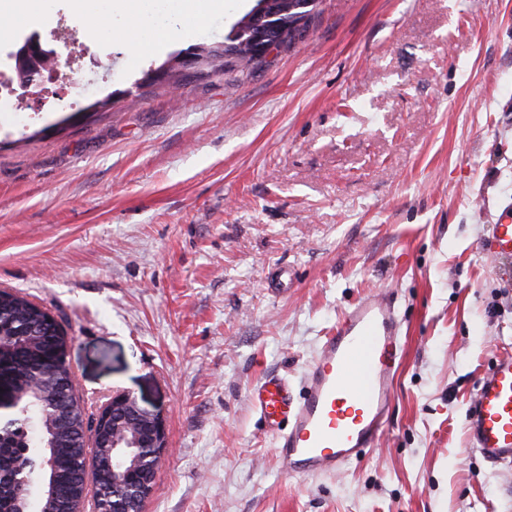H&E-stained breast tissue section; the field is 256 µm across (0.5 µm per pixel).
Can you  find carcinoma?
Segmentation results:
<instances>
[{"label": "carcinoma", "instance_id": "cac0c4a2", "mask_svg": "<svg viewBox=\"0 0 512 512\" xmlns=\"http://www.w3.org/2000/svg\"><path fill=\"white\" fill-rule=\"evenodd\" d=\"M267 23L277 29V47L291 46L306 29L317 0L305 10L292 9L290 0H271ZM251 14L232 25L221 45L197 43L190 47L202 59L200 76L210 78L231 65L251 71L265 52L246 43ZM65 331L47 320L46 310L25 297L0 290V400L18 405V411L0 427V512H64L82 500L86 485L85 419L72 390L71 373L58 352ZM39 425L37 436L29 422ZM43 473L42 495L26 504L24 478ZM137 470L128 464L117 470L112 447H98L92 457V476L100 505L110 512L116 493L134 483Z\"/></svg>", "mask_w": 512, "mask_h": 512}]
</instances>
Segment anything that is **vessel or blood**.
I'll use <instances>...</instances> for the list:
<instances>
[{
	"label": "vessel or blood",
	"mask_w": 512,
	"mask_h": 512,
	"mask_svg": "<svg viewBox=\"0 0 512 512\" xmlns=\"http://www.w3.org/2000/svg\"><path fill=\"white\" fill-rule=\"evenodd\" d=\"M479 247L491 258H512V205ZM395 303L390 290L354 303L322 342L301 392L276 373L252 387L250 399L275 435L284 473L336 475L380 443L404 356ZM466 428L473 450L486 462L512 464V355L497 358L478 380Z\"/></svg>",
	"instance_id": "obj_1"
}]
</instances>
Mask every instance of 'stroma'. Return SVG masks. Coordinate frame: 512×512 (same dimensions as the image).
<instances>
[{
    "label": "stroma",
    "mask_w": 512,
    "mask_h": 512,
    "mask_svg": "<svg viewBox=\"0 0 512 512\" xmlns=\"http://www.w3.org/2000/svg\"><path fill=\"white\" fill-rule=\"evenodd\" d=\"M254 4L187 13L156 56L129 44L173 0L135 23L122 0H47L0 33L1 60L64 28L94 62L33 87L27 126L0 112V288L61 323L87 416L128 391L164 419L142 512H512V465L484 462L465 427L512 355V279L478 248L512 204V0H320L251 73L142 85ZM277 267L287 292L268 286ZM380 289L405 347L380 445L339 475L282 474L250 387L276 372L301 389L321 339Z\"/></svg>",
    "instance_id": "35a3bbf8"
}]
</instances>
